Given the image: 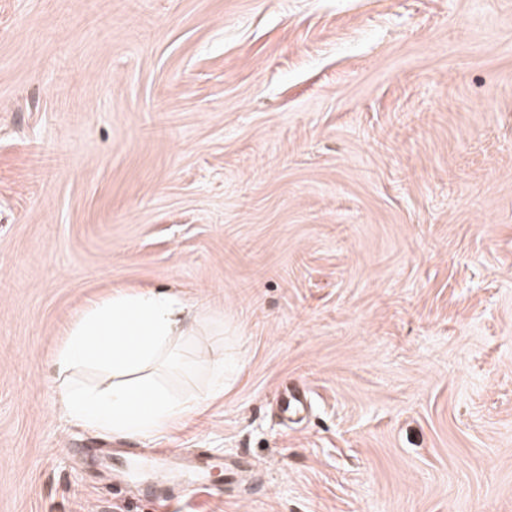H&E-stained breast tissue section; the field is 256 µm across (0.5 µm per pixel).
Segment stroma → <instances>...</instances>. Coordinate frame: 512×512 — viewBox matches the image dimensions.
I'll return each mask as SVG.
<instances>
[{"label": "stroma", "mask_w": 512, "mask_h": 512, "mask_svg": "<svg viewBox=\"0 0 512 512\" xmlns=\"http://www.w3.org/2000/svg\"><path fill=\"white\" fill-rule=\"evenodd\" d=\"M144 288L205 307L156 376L204 413L70 422L66 329ZM196 477L175 512H512V0H0V512Z\"/></svg>", "instance_id": "1"}]
</instances>
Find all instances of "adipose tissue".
<instances>
[{
  "label": "adipose tissue",
  "instance_id": "adipose-tissue-1",
  "mask_svg": "<svg viewBox=\"0 0 512 512\" xmlns=\"http://www.w3.org/2000/svg\"><path fill=\"white\" fill-rule=\"evenodd\" d=\"M202 315L201 307L167 291H120L91 303L53 359L64 413L74 423L138 438L195 415L200 398L165 393L153 374L195 336ZM88 367L101 373V385L73 382Z\"/></svg>",
  "mask_w": 512,
  "mask_h": 512
}]
</instances>
